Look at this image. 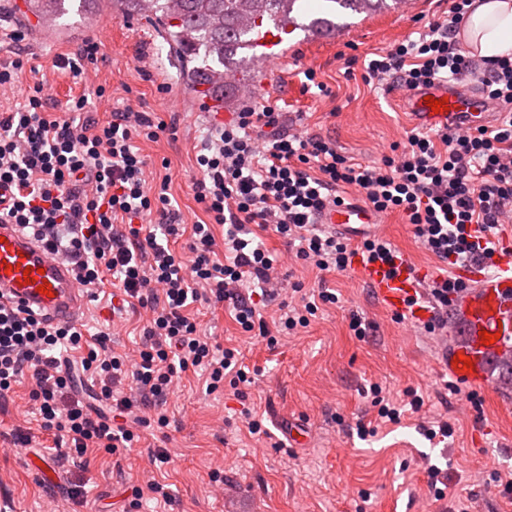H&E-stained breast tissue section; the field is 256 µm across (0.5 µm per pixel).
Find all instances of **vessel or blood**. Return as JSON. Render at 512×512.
I'll list each match as a JSON object with an SVG mask.
<instances>
[{"instance_id":"obj_1","label":"vessel or blood","mask_w":512,"mask_h":512,"mask_svg":"<svg viewBox=\"0 0 512 512\" xmlns=\"http://www.w3.org/2000/svg\"><path fill=\"white\" fill-rule=\"evenodd\" d=\"M282 41L279 29L268 27L258 32L255 43L263 48L258 56L261 69L282 60L278 50ZM429 98L445 101V109L432 112L425 104ZM402 105L416 124L426 127H446L458 121L478 127L494 118L480 94L445 83L410 91ZM318 221L353 237L379 223L378 217L357 201L325 210ZM496 264L494 273L485 272L479 264L461 269L459 275L468 286L452 301L450 330L455 341L447 350L445 365L452 377L467 385H486L494 371L512 367V253L501 254ZM355 267L385 309L405 315L414 324L430 318V308L414 301L421 290V276L406 259L391 265L359 260ZM42 285L47 288L43 294L38 291ZM0 299L55 325L78 321L88 296L77 287L71 265L17 225L0 223ZM486 333L495 335L494 343L484 344ZM460 355L470 358L471 367L456 365Z\"/></svg>"}]
</instances>
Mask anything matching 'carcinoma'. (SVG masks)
<instances>
[{
	"label": "carcinoma",
	"mask_w": 512,
	"mask_h": 512,
	"mask_svg": "<svg viewBox=\"0 0 512 512\" xmlns=\"http://www.w3.org/2000/svg\"><path fill=\"white\" fill-rule=\"evenodd\" d=\"M68 0H21L19 15L37 25L56 26L65 15ZM84 5H105L117 18L140 17L162 27L165 41L180 63V75L199 97L224 103V73L254 79L252 56L246 54L256 37L257 23L294 24L312 32H340V19L375 13L400 0H319L318 16L301 22L304 0H179L171 11L170 0H79Z\"/></svg>",
	"instance_id": "1"
}]
</instances>
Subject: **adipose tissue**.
I'll list each match as a JSON object with an SVG mask.
<instances>
[{"label": "adipose tissue", "mask_w": 512, "mask_h": 512, "mask_svg": "<svg viewBox=\"0 0 512 512\" xmlns=\"http://www.w3.org/2000/svg\"><path fill=\"white\" fill-rule=\"evenodd\" d=\"M460 36L479 60L512 56V0H476Z\"/></svg>", "instance_id": "ef3b65f1"}]
</instances>
